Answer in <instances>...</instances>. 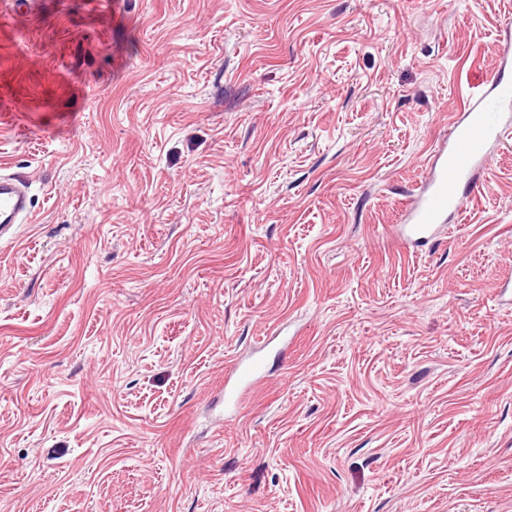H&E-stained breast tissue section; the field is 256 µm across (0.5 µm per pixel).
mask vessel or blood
<instances>
[{
	"label": "vessel or blood",
	"mask_w": 512,
	"mask_h": 512,
	"mask_svg": "<svg viewBox=\"0 0 512 512\" xmlns=\"http://www.w3.org/2000/svg\"><path fill=\"white\" fill-rule=\"evenodd\" d=\"M512 137V84L494 75L472 94L461 117L450 120L447 139L439 144L425 168L397 227L405 243L436 239L449 215L463 210L458 190L486 168L496 147ZM32 215L27 186L10 175H0V238Z\"/></svg>",
	"instance_id": "vessel-or-blood-1"
}]
</instances>
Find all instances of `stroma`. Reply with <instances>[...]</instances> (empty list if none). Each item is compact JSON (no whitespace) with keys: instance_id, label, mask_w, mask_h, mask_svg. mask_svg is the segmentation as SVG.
Masks as SVG:
<instances>
[{"instance_id":"stroma-1","label":"stroma","mask_w":512,"mask_h":512,"mask_svg":"<svg viewBox=\"0 0 512 512\" xmlns=\"http://www.w3.org/2000/svg\"><path fill=\"white\" fill-rule=\"evenodd\" d=\"M88 2L0 23V512H512V139L389 231L512 0ZM32 215L27 186L11 175H0V239L16 224L28 223Z\"/></svg>"}]
</instances>
